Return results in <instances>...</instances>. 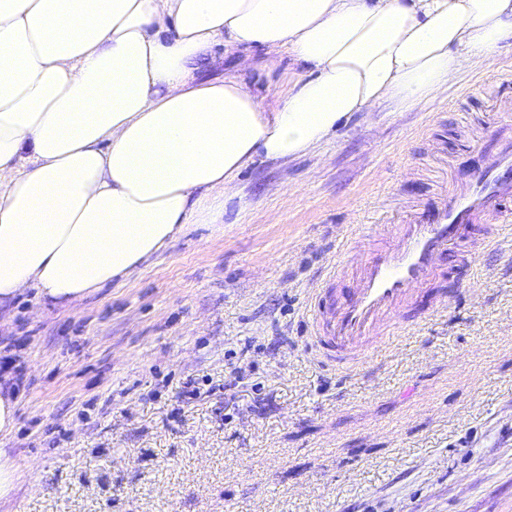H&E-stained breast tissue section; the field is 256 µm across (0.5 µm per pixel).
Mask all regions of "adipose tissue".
Returning <instances> with one entry per match:
<instances>
[{
	"instance_id": "1",
	"label": "adipose tissue",
	"mask_w": 512,
	"mask_h": 512,
	"mask_svg": "<svg viewBox=\"0 0 512 512\" xmlns=\"http://www.w3.org/2000/svg\"><path fill=\"white\" fill-rule=\"evenodd\" d=\"M510 40L512 0H0V308L126 278L256 158L426 103ZM218 42L241 76L197 80ZM287 58L311 75L266 97L243 76Z\"/></svg>"
}]
</instances>
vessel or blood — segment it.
<instances>
[{"label": "vessel or blood", "instance_id": "1", "mask_svg": "<svg viewBox=\"0 0 512 512\" xmlns=\"http://www.w3.org/2000/svg\"><path fill=\"white\" fill-rule=\"evenodd\" d=\"M490 136L497 149L465 188L443 189L410 223L371 240L356 262V288L337 303L316 295V342L328 360L342 365L367 359L395 336L404 307L440 275L450 249L469 259L476 225L512 222V135L498 128Z\"/></svg>", "mask_w": 512, "mask_h": 512}]
</instances>
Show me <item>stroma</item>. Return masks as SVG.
<instances>
[{
  "mask_svg": "<svg viewBox=\"0 0 512 512\" xmlns=\"http://www.w3.org/2000/svg\"><path fill=\"white\" fill-rule=\"evenodd\" d=\"M512 122V46L428 104L352 113L256 159L189 224L69 308L0 314L23 367L0 512H512V223L453 264L365 363L327 366L310 297L347 250L482 164ZM456 288H449V281ZM0 501L8 498L16 489V468L6 457L4 449L0 450Z\"/></svg>",
  "mask_w": 512,
  "mask_h": 512,
  "instance_id": "1",
  "label": "stroma"
}]
</instances>
